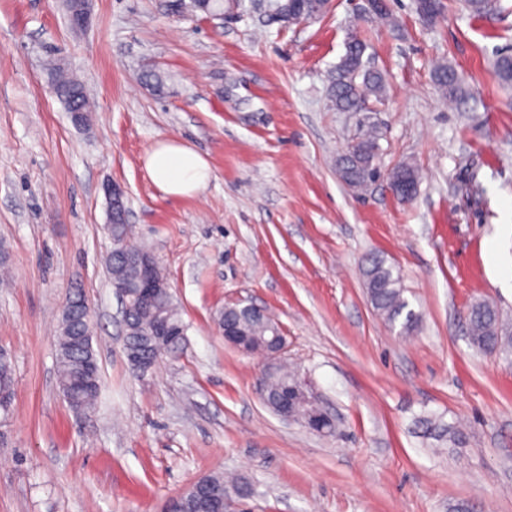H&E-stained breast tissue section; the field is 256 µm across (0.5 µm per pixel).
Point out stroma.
I'll list each match as a JSON object with an SVG mask.
<instances>
[{
    "label": "stroma",
    "mask_w": 512,
    "mask_h": 512,
    "mask_svg": "<svg viewBox=\"0 0 512 512\" xmlns=\"http://www.w3.org/2000/svg\"><path fill=\"white\" fill-rule=\"evenodd\" d=\"M160 3L92 0L76 32L62 0H0V348L15 369L0 411V512H164L215 474L251 482L248 512H512V354L479 352L464 327L479 300L512 320V91L491 69L512 46V0L479 18L444 0L432 25L412 0H387V24L364 0H335L286 28L261 24L247 2L219 17ZM354 34L386 79L364 113L328 96ZM55 63L89 89L87 127L53 95ZM440 63L470 94L452 109L433 81ZM363 120L379 128L382 171L419 168L412 201L385 178L362 196L340 180L336 160ZM168 139L212 168L193 197L164 196L146 172L147 151ZM471 167L481 186L469 191ZM109 181L186 324L144 373L104 265ZM372 256L400 274L412 333L375 315L362 277ZM77 291L100 369L84 414L56 364ZM249 303L282 327L283 357L334 433L264 404V355L219 328L225 306ZM425 417L462 444L424 437Z\"/></svg>",
    "instance_id": "stroma-1"
}]
</instances>
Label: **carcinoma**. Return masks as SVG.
I'll return each mask as SVG.
<instances>
[{"instance_id":"obj_1","label":"carcinoma","mask_w":512,"mask_h":512,"mask_svg":"<svg viewBox=\"0 0 512 512\" xmlns=\"http://www.w3.org/2000/svg\"><path fill=\"white\" fill-rule=\"evenodd\" d=\"M463 7L472 15H484L501 8L499 0H461ZM187 8L205 14L224 11L220 0H189ZM414 8L419 17L427 24H432L440 16L441 0H414ZM366 44L353 36L346 44V50L336 65L330 81V102L341 112L357 109L370 98H381L385 93V77L364 62ZM493 70L498 81L512 86V54L499 53L494 62ZM433 78L441 96L450 104H456L465 96L463 77L450 65H438L434 68ZM54 80L63 95V101L69 102V93H80V101L89 103L87 93L81 83L63 74L54 73ZM379 135L375 127L367 126L361 130L356 142L337 160L339 177L356 193H363L369 188L373 176V165L379 151ZM127 210L126 202L116 206L114 223L108 225L111 236L127 237V224L123 222V214ZM108 272L112 285L116 286L134 275L131 263L120 255L112 253L108 257ZM365 287L373 309L391 326H400V332L408 334L413 331L417 318L404 297L400 275L385 264L381 259L371 258L363 269ZM165 315L169 321L179 327L177 336L171 344L176 347L184 337V323L180 312L174 304L171 294H161L151 302L132 303L128 318L132 335L127 337L129 343L135 345L142 342V335L153 324L155 318ZM224 318L232 322L244 338L251 341L258 351H263L270 340L268 325L272 319L258 321L242 309L229 306ZM465 324L469 343L472 347L486 354L512 350V324L503 320L498 307L489 301L472 304L466 315ZM70 327H60L57 336V368L58 381L62 393L82 399L85 404L95 408L100 387L89 392L82 390L84 362L96 358L92 341L83 347L72 350L69 347ZM297 374L288 369H279L271 375H264L261 381L267 392V407L274 409V403L280 392L287 386L294 385ZM423 434L437 440H448L452 444L460 442L459 435L449 425H444L432 418L420 420ZM210 479L224 485L235 496L251 491V484L245 478L227 480L222 475H212Z\"/></svg>"}]
</instances>
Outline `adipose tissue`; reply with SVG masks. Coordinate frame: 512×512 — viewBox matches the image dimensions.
Wrapping results in <instances>:
<instances>
[{"label": "adipose tissue", "mask_w": 512, "mask_h": 512, "mask_svg": "<svg viewBox=\"0 0 512 512\" xmlns=\"http://www.w3.org/2000/svg\"><path fill=\"white\" fill-rule=\"evenodd\" d=\"M145 167L153 185L172 197L196 195L211 178L207 159L179 140L155 144L147 153Z\"/></svg>", "instance_id": "adipose-tissue-1"}]
</instances>
